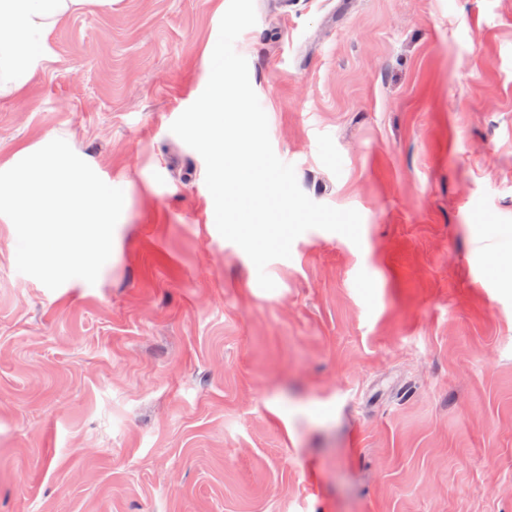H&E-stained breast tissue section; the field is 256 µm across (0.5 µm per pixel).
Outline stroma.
<instances>
[{"label":"stroma","mask_w":512,"mask_h":512,"mask_svg":"<svg viewBox=\"0 0 512 512\" xmlns=\"http://www.w3.org/2000/svg\"><path fill=\"white\" fill-rule=\"evenodd\" d=\"M229 0L52 34L0 164L64 139L124 192L95 284L0 221V512H512V0H255L235 43L311 229L259 287L170 130Z\"/></svg>","instance_id":"stroma-1"}]
</instances>
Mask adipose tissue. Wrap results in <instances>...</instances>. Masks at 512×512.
<instances>
[{"label":"adipose tissue","mask_w":512,"mask_h":512,"mask_svg":"<svg viewBox=\"0 0 512 512\" xmlns=\"http://www.w3.org/2000/svg\"><path fill=\"white\" fill-rule=\"evenodd\" d=\"M114 0H0V99L26 94L52 32L74 14L111 11Z\"/></svg>","instance_id":"adipose-tissue-1"}]
</instances>
